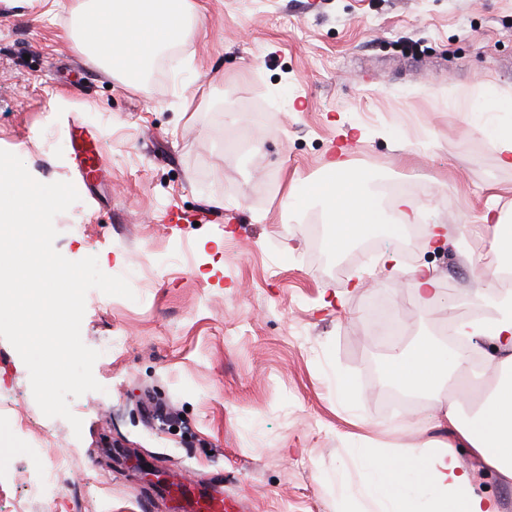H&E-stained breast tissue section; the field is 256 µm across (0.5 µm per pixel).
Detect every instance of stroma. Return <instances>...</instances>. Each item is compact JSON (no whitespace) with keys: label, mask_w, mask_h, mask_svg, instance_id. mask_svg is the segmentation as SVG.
<instances>
[{"label":"stroma","mask_w":512,"mask_h":512,"mask_svg":"<svg viewBox=\"0 0 512 512\" xmlns=\"http://www.w3.org/2000/svg\"><path fill=\"white\" fill-rule=\"evenodd\" d=\"M190 2L191 35L132 84L75 36L87 0L49 16L0 0V149L78 191L54 219L61 255L142 282L131 300L86 295L101 388L70 401L81 434L42 413L0 338V512H174L175 479L235 496L241 512H364L357 448H424L448 437L437 402L478 408L456 379L409 396L381 372L390 345L361 334L393 315L405 344L448 343L443 327L488 290L467 258L492 256L485 211L512 225V168L471 106L484 84L512 90V0ZM76 122L99 137L88 176ZM353 125L365 136L347 158L388 221L396 189L446 240L408 251L380 228L373 248L330 246L309 187ZM387 252L391 271L377 264ZM421 265L447 289L428 309L406 288ZM150 400L172 417L149 418ZM68 448L78 458L58 494H33Z\"/></svg>","instance_id":"obj_1"}]
</instances>
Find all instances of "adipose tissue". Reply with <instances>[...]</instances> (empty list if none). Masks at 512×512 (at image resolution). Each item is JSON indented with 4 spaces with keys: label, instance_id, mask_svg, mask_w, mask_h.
Masks as SVG:
<instances>
[{
    "label": "adipose tissue",
    "instance_id": "obj_1",
    "mask_svg": "<svg viewBox=\"0 0 512 512\" xmlns=\"http://www.w3.org/2000/svg\"><path fill=\"white\" fill-rule=\"evenodd\" d=\"M187 0H93L82 17L87 51L109 70L132 82L142 76L158 53L179 44L190 32L184 23ZM325 180L313 184L330 218L331 240L342 247L364 231L383 226L385 217L365 190L363 179L346 160L331 159ZM487 313L457 323L466 347L451 351L424 341L398 347L387 359L386 375L405 390L420 392L440 385L470 360L482 357L476 341L492 342L498 353L499 381L487 389L478 412L462 419L456 401L439 406L451 442L409 448L390 455L361 449L360 495L377 512H499L495 499L476 492L474 477L461 466L457 445L470 448L501 482L512 485V294L491 290L480 296Z\"/></svg>",
    "mask_w": 512,
    "mask_h": 512
}]
</instances>
